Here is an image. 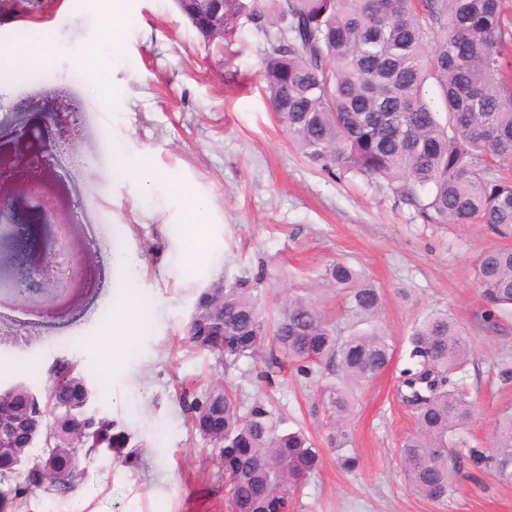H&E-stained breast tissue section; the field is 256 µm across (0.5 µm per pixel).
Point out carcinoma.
<instances>
[{"label": "carcinoma", "mask_w": 512, "mask_h": 512, "mask_svg": "<svg viewBox=\"0 0 512 512\" xmlns=\"http://www.w3.org/2000/svg\"><path fill=\"white\" fill-rule=\"evenodd\" d=\"M506 0H270L267 18L285 25L262 58V79L276 121L309 163L337 179L360 177L385 183L425 224H473L512 241V178L493 168L512 161V75L505 51L512 47ZM244 7L224 0V37L229 21ZM440 40L429 44V34ZM432 84L431 101L425 88ZM347 290L352 329L330 319L311 293L281 296L272 333L298 372L336 373L320 387L313 411L336 432V447L348 442L355 408L354 389L387 367L390 337L379 326L380 290L361 282L349 264L326 269ZM474 279L487 311L512 306V246L484 251ZM260 277L242 278L223 288L222 301L201 309L212 328L231 342L219 353L202 342L229 370L254 358L266 335V315L255 289ZM412 366L402 371L404 399L417 409V431L401 445L405 480L419 496L443 502L453 491L455 472L448 452L512 478V413L499 420L493 449H456L457 433L472 415L455 373L467 364L472 340L446 313H431L410 335ZM64 365L55 371L46 401L33 409L53 426L68 401ZM194 425L215 410L224 413V440L212 439L218 453L239 455L226 476L229 512H268L285 486L297 489L320 465V451L301 431H281L270 411L242 412L230 382L184 401ZM91 436L74 450L88 459L127 444L104 415L88 416ZM66 482L30 487L16 478L14 497L39 490L68 492Z\"/></svg>", "instance_id": "carcinoma-1"}]
</instances>
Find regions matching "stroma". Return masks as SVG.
Wrapping results in <instances>:
<instances>
[{
    "label": "stroma",
    "mask_w": 512,
    "mask_h": 512,
    "mask_svg": "<svg viewBox=\"0 0 512 512\" xmlns=\"http://www.w3.org/2000/svg\"><path fill=\"white\" fill-rule=\"evenodd\" d=\"M225 43L205 44L174 0H127L123 57L95 92L61 62L19 81L0 74V156L37 157L33 181L0 177V200L17 221L35 224L40 241L28 263L47 273L42 294L20 298L1 282L11 252L0 253V390L25 383L45 398L51 371L71 364L95 389L90 412L114 420L142 452L131 470L141 512H226L224 462L193 427L183 393L201 394L230 379L244 409L264 405L284 430L308 434L321 454L316 474L288 497V512H512V482L465 465L448 501L414 494L401 470L400 443L415 411L402 402L399 376L408 337L430 312L455 317L472 338L466 383L472 417L459 436L488 447L512 411V309L487 329L473 265L499 239L481 224H425L388 186L336 179L311 166L278 126L262 90L261 59L282 24L255 19L266 0ZM70 0H21L0 7V47L53 28L79 46L98 33L97 0L73 12ZM130 168L186 184L211 204L215 240L209 263L182 256L178 203L160 185L115 172L113 147ZM53 219L37 223L36 210ZM61 240L63 252L46 249ZM345 261L380 289L381 325L394 346L390 365L357 391L348 428L355 470L336 462L329 428L312 412L317 377L297 374L273 339L260 357L224 370L194 349L185 325L211 283L262 276L258 296L274 313L285 289L316 290L331 318L346 322L345 292L324 278ZM134 288L150 308L118 370L103 367L111 347L98 337L112 299ZM116 454L83 465L79 490L91 512H125L129 497L113 485ZM170 474L174 492L154 494V475Z\"/></svg>",
    "instance_id": "stroma-1"
}]
</instances>
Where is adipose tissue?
<instances>
[{
  "instance_id": "adipose-tissue-1",
  "label": "adipose tissue",
  "mask_w": 512,
  "mask_h": 512,
  "mask_svg": "<svg viewBox=\"0 0 512 512\" xmlns=\"http://www.w3.org/2000/svg\"><path fill=\"white\" fill-rule=\"evenodd\" d=\"M127 26L125 0H103L99 15L98 37L80 49L67 46L55 33L46 31L35 42L18 47L0 49V67L24 71L48 68L63 60H70L74 72L83 81L99 84L104 80V68L119 60ZM148 183L164 182L171 197L176 199L183 214V233L180 248L191 263L208 262L213 244L208 224L200 216L206 210L204 199L194 195L184 184L175 180H160L152 174ZM149 312L142 297L128 288L112 301V319L103 336L113 351L124 353L128 337L136 335L147 324Z\"/></svg>"
}]
</instances>
